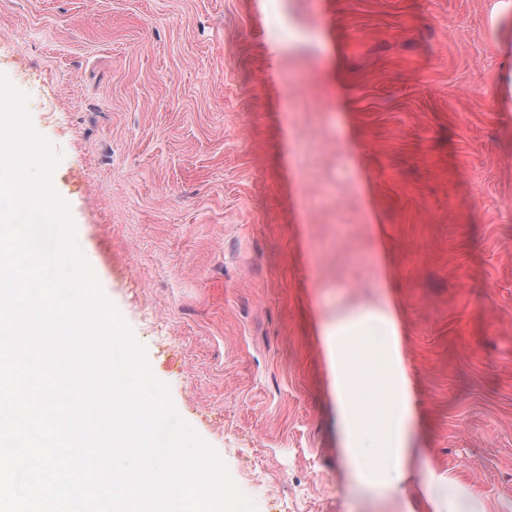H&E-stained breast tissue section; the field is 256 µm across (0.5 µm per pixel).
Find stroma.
Segmentation results:
<instances>
[{
    "instance_id": "1",
    "label": "stroma",
    "mask_w": 512,
    "mask_h": 512,
    "mask_svg": "<svg viewBox=\"0 0 512 512\" xmlns=\"http://www.w3.org/2000/svg\"><path fill=\"white\" fill-rule=\"evenodd\" d=\"M0 0V75L171 402L258 512H512L496 0ZM389 307L414 468L347 467L323 330ZM421 487L435 503L441 506L447 504L448 512H477L476 500L473 496H449L448 484L442 478H437L432 472L425 476Z\"/></svg>"
}]
</instances>
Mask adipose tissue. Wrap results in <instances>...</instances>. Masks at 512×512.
Listing matches in <instances>:
<instances>
[{"label": "adipose tissue", "mask_w": 512, "mask_h": 512, "mask_svg": "<svg viewBox=\"0 0 512 512\" xmlns=\"http://www.w3.org/2000/svg\"><path fill=\"white\" fill-rule=\"evenodd\" d=\"M373 332L387 338L377 351L366 344L367 336ZM325 334L344 453L351 467L356 474L373 476V466L364 457V444L370 439L383 451L390 480L403 479L413 460V450L408 446L411 410L398 328L390 308L337 315Z\"/></svg>", "instance_id": "ef3b65f1"}]
</instances>
